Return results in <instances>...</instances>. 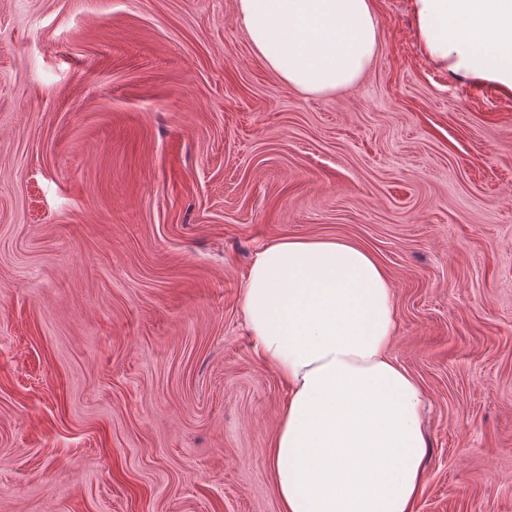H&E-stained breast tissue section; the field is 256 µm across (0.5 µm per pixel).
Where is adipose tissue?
I'll list each match as a JSON object with an SVG mask.
<instances>
[{
	"label": "adipose tissue",
	"instance_id": "1",
	"mask_svg": "<svg viewBox=\"0 0 512 512\" xmlns=\"http://www.w3.org/2000/svg\"><path fill=\"white\" fill-rule=\"evenodd\" d=\"M421 54L512 94V0H411ZM266 66L322 96L379 46L372 0H238ZM239 309L255 356L288 387L268 448L280 512H412L425 479L423 392L393 359L394 292L359 245L283 238L258 251Z\"/></svg>",
	"mask_w": 512,
	"mask_h": 512
}]
</instances>
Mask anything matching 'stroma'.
<instances>
[{"mask_svg": "<svg viewBox=\"0 0 512 512\" xmlns=\"http://www.w3.org/2000/svg\"><path fill=\"white\" fill-rule=\"evenodd\" d=\"M374 3L371 67L309 97L237 0H0V512H279L238 297L283 237L391 282L413 512H512V96Z\"/></svg>", "mask_w": 512, "mask_h": 512, "instance_id": "1", "label": "stroma"}]
</instances>
